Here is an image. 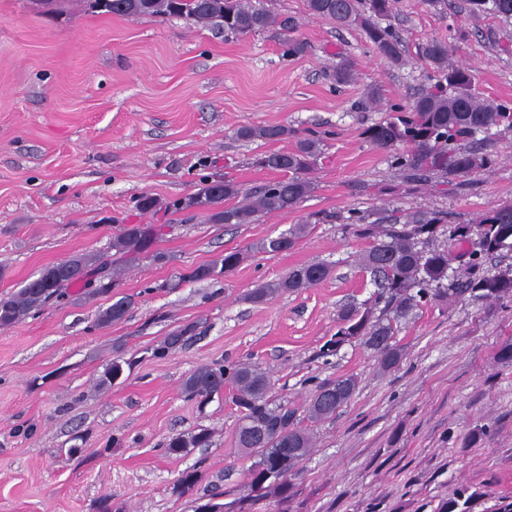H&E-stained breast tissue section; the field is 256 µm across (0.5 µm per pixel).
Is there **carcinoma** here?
<instances>
[{"instance_id":"carcinoma-1","label":"carcinoma","mask_w":512,"mask_h":512,"mask_svg":"<svg viewBox=\"0 0 512 512\" xmlns=\"http://www.w3.org/2000/svg\"><path fill=\"white\" fill-rule=\"evenodd\" d=\"M90 13L121 16L178 15L222 30L231 35H249L276 23V18L255 0H79ZM369 12L382 16L389 11L390 0H365ZM360 0H306L308 11L339 27L360 26L374 50L394 63L403 61L401 38L389 28L381 27L364 16ZM470 11L512 19V0H468ZM454 45L440 40H428L420 49L421 57L439 74L436 83L418 95L412 104L399 108L389 119L364 131L367 142L393 153L394 165L413 180L426 181L433 175L463 177L489 168L493 159L470 147L475 135L493 128L512 129V104L481 101L472 92L474 75L470 69L448 64ZM288 127L282 125L259 128L243 127L237 131L242 140L263 138L278 141L288 138ZM320 154V141L304 138L296 141L290 151H276L264 156L261 166L283 173V177L248 197V201L222 210L217 206L243 194L240 185L232 181L203 182L187 207L211 206V219L224 224H250L260 213L284 212L296 207L314 191L310 171ZM446 216L440 211H417L406 222L390 220L386 226L351 211L342 221L369 241L361 254V266L377 278L385 302L380 314L376 304L364 309L349 307L342 311L336 335L355 336L378 357L382 370L397 366L403 349L395 341L400 320L407 318L423 301L447 293L448 251L459 243L467 250L471 276L452 283L458 296H477L481 301L512 298V265L494 275H479L484 260L512 251V204L494 207L473 224H456L448 228V248H431ZM309 225L294 224L275 237L259 242L257 249L279 253L292 249L308 233ZM156 238L150 225L122 228L112 240V250L125 260L147 251ZM239 251H227L224 257L196 267L192 281L210 279L216 274L235 269L242 261ZM107 263L92 255L75 256L65 264L44 267L38 275L26 280L16 292L0 297V327L12 326L44 303L61 295L75 284L99 282L97 291L110 292L104 282ZM331 273L322 263L302 265L285 277L267 283L251 293V299L262 302L274 295L314 286ZM131 302L121 298L103 309L98 320L102 324L119 322L127 315ZM231 383L237 389L235 401L243 408L237 443L249 455L257 457L245 471L249 498H288L290 479L313 447L312 434L294 423V411L268 397V381L260 368L251 363L228 365L214 369L197 368L183 382V391L191 399L207 401L224 392ZM328 393H315L308 406L309 418L321 421L336 414L353 395L357 380L340 376L319 385ZM211 434L206 429L178 435L167 443L166 452L179 455L188 448H207ZM199 483L198 470L188 468L177 480L180 493L191 492ZM483 493L467 487L456 490L441 505L440 512H473V505Z\"/></svg>"}]
</instances>
